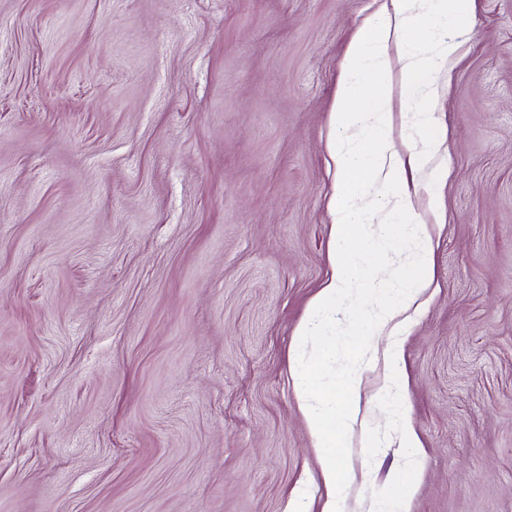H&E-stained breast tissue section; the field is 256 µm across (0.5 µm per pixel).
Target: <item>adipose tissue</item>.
I'll use <instances>...</instances> for the list:
<instances>
[{
  "label": "adipose tissue",
  "mask_w": 512,
  "mask_h": 512,
  "mask_svg": "<svg viewBox=\"0 0 512 512\" xmlns=\"http://www.w3.org/2000/svg\"><path fill=\"white\" fill-rule=\"evenodd\" d=\"M472 0H386L368 16L350 42L329 115L326 148L334 165L329 203L332 218L331 275L310 300L294 332L291 375L299 407L316 451L326 489L321 512H340L349 492L339 475L336 450L342 438L369 437L360 389L375 361L372 337L388 339V361L398 358L403 313L431 288V226L417 211L412 193L401 190L406 161L426 164L443 150L429 104L438 93L436 79L447 74L456 39L472 29ZM402 46L391 60L392 43ZM399 65L413 131L403 148L388 136V77ZM380 251L386 276L365 278L358 270L366 247ZM363 311L366 339L352 338L346 361L337 357L339 337L351 330L338 319L341 308ZM344 389L345 402L336 399ZM406 450L405 473L391 497L366 504V512H409L407 475L418 473L423 452L407 413L395 420Z\"/></svg>",
  "instance_id": "obj_1"
}]
</instances>
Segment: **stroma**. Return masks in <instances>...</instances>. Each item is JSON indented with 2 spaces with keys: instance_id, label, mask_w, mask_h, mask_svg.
<instances>
[{
  "instance_id": "stroma-1",
  "label": "stroma",
  "mask_w": 512,
  "mask_h": 512,
  "mask_svg": "<svg viewBox=\"0 0 512 512\" xmlns=\"http://www.w3.org/2000/svg\"><path fill=\"white\" fill-rule=\"evenodd\" d=\"M383 0H0V512H321L289 370L330 275L340 65ZM434 103L435 286L397 376L410 512H512V0ZM337 450L343 512L388 496ZM393 424L400 430L401 448H406L407 450L404 471L408 474H417L422 469L423 452L417 435L410 425L409 416L403 411L397 415Z\"/></svg>"
}]
</instances>
